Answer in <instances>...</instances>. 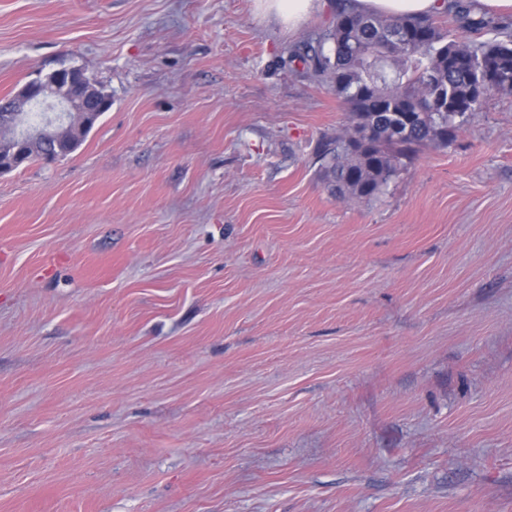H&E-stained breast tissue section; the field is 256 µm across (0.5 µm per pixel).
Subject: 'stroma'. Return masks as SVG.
Instances as JSON below:
<instances>
[{
    "mask_svg": "<svg viewBox=\"0 0 512 512\" xmlns=\"http://www.w3.org/2000/svg\"><path fill=\"white\" fill-rule=\"evenodd\" d=\"M255 0H0V97L112 106L0 175V512H512V95L378 199ZM16 98L27 100L30 110L38 106L40 112H43L41 122L36 125H32L35 121L34 112H25L26 122L32 126L17 129L21 140L49 139L52 130H63L71 126L74 112H85L89 123L95 124L107 108V104L103 105L90 94L84 72L76 67H63L27 83L16 94Z\"/></svg>",
    "mask_w": 512,
    "mask_h": 512,
    "instance_id": "35a3bbf8",
    "label": "stroma"
}]
</instances>
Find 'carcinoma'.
<instances>
[{
    "label": "carcinoma",
    "instance_id": "carcinoma-1",
    "mask_svg": "<svg viewBox=\"0 0 512 512\" xmlns=\"http://www.w3.org/2000/svg\"><path fill=\"white\" fill-rule=\"evenodd\" d=\"M353 2L335 0L329 25L293 46L288 65L348 105L351 124L320 145V175L333 196L359 202L378 198L421 147L452 145L486 84L512 94V19L456 0L448 9L472 38L432 16L363 15ZM81 141L32 143L24 161L46 148L67 157Z\"/></svg>",
    "mask_w": 512,
    "mask_h": 512
}]
</instances>
